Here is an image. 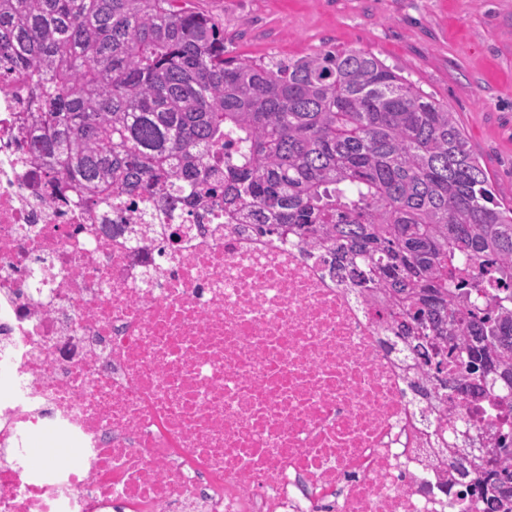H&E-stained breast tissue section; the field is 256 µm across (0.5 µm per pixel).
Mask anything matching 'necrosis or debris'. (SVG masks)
Instances as JSON below:
<instances>
[{"label":"necrosis or debris","mask_w":512,"mask_h":512,"mask_svg":"<svg viewBox=\"0 0 512 512\" xmlns=\"http://www.w3.org/2000/svg\"><path fill=\"white\" fill-rule=\"evenodd\" d=\"M0 90V512H485L438 453L512 444V388L432 385L333 251L58 200Z\"/></svg>","instance_id":"necrosis-or-debris-1"}]
</instances>
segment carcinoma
Instances as JSON below:
<instances>
[{"label":"carcinoma","mask_w":512,"mask_h":512,"mask_svg":"<svg viewBox=\"0 0 512 512\" xmlns=\"http://www.w3.org/2000/svg\"><path fill=\"white\" fill-rule=\"evenodd\" d=\"M186 0H0V84L18 140L86 206L190 191L261 235L328 245L462 401L512 386V205L448 105L356 50L224 56ZM229 139L238 150L224 156ZM512 494V448L473 466Z\"/></svg>","instance_id":"1"}]
</instances>
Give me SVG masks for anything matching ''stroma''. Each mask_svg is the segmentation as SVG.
<instances>
[{"mask_svg":"<svg viewBox=\"0 0 512 512\" xmlns=\"http://www.w3.org/2000/svg\"><path fill=\"white\" fill-rule=\"evenodd\" d=\"M230 55L369 53L456 112L469 145L512 200V0H191Z\"/></svg>","mask_w":512,"mask_h":512,"instance_id":"1","label":"stroma"}]
</instances>
